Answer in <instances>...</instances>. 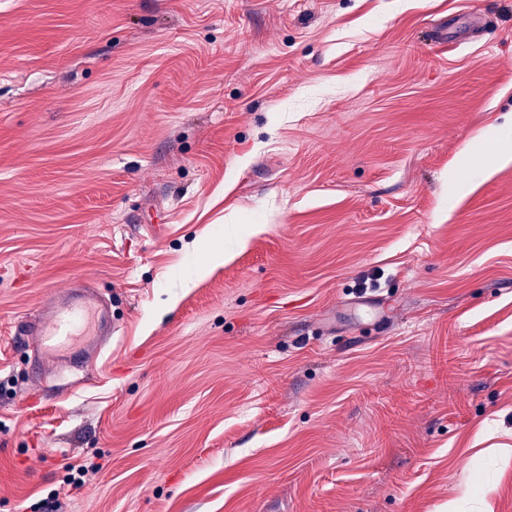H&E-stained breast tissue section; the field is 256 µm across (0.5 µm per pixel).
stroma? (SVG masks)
Instances as JSON below:
<instances>
[{
  "label": "stroma",
  "mask_w": 512,
  "mask_h": 512,
  "mask_svg": "<svg viewBox=\"0 0 512 512\" xmlns=\"http://www.w3.org/2000/svg\"><path fill=\"white\" fill-rule=\"evenodd\" d=\"M511 117L512 0H0V512H512ZM50 322L39 321L31 326L37 337V347L44 359L64 357L76 336H101L107 326V313L92 292L77 296L76 300L57 303L49 312ZM91 337L85 340L83 351Z\"/></svg>",
  "instance_id": "stroma-1"
}]
</instances>
